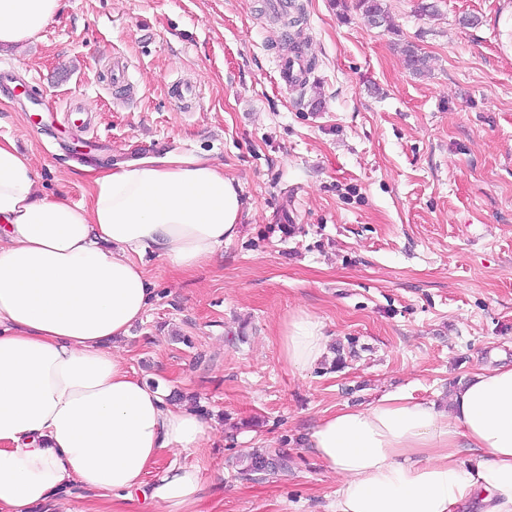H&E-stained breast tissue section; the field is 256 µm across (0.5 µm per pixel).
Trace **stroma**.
I'll return each instance as SVG.
<instances>
[{
  "label": "stroma",
  "mask_w": 512,
  "mask_h": 512,
  "mask_svg": "<svg viewBox=\"0 0 512 512\" xmlns=\"http://www.w3.org/2000/svg\"><path fill=\"white\" fill-rule=\"evenodd\" d=\"M295 2L316 65L294 90L277 80L269 0H65L0 55V139L40 192L85 202L87 167L170 152L240 184V232L212 260L181 274L143 256L156 295L112 346L209 410L208 438L178 458L202 472L196 512H331L339 478L307 446L322 416L389 394L443 404L458 380L512 366V0H434L431 16L385 0L391 31L337 0ZM408 42L431 58L424 75ZM182 82L196 101L170 94ZM298 308L341 368L283 361ZM261 448L289 469L243 473Z\"/></svg>",
  "instance_id": "stroma-1"
}]
</instances>
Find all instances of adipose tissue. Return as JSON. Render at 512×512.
I'll return each mask as SVG.
<instances>
[{
    "label": "adipose tissue",
    "instance_id": "obj_1",
    "mask_svg": "<svg viewBox=\"0 0 512 512\" xmlns=\"http://www.w3.org/2000/svg\"><path fill=\"white\" fill-rule=\"evenodd\" d=\"M62 5L0 0V49L36 39ZM242 211L238 182L202 155L96 172L83 204L39 193L28 155L0 140V512H37L74 483L193 512L199 470L152 467L196 450L210 423L136 377L111 342L155 295L141 255L192 272L237 235ZM279 342L298 371L327 353L302 309ZM309 445L340 479L332 512H512V367L459 384L446 410L403 395L336 410Z\"/></svg>",
    "mask_w": 512,
    "mask_h": 512
}]
</instances>
